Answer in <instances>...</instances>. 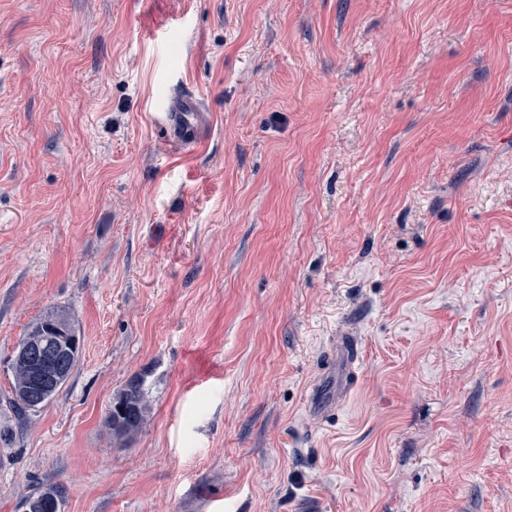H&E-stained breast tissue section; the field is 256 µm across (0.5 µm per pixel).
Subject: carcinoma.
<instances>
[{"mask_svg": "<svg viewBox=\"0 0 512 512\" xmlns=\"http://www.w3.org/2000/svg\"><path fill=\"white\" fill-rule=\"evenodd\" d=\"M76 329L69 314L64 310L47 311L21 340L28 345L13 364V382L8 403L18 412L36 411L47 406L59 393L71 375L79 356L76 344L70 336ZM48 365L51 375L37 382L33 378L35 368ZM148 410L144 391V378L131 379L113 398L107 421L112 437L131 439L142 427ZM65 488L54 482H41L27 497L24 506L29 512H62Z\"/></svg>", "mask_w": 512, "mask_h": 512, "instance_id": "obj_1", "label": "carcinoma"}]
</instances>
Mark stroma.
Here are the masks:
<instances>
[{"label": "stroma", "mask_w": 512, "mask_h": 512, "mask_svg": "<svg viewBox=\"0 0 512 512\" xmlns=\"http://www.w3.org/2000/svg\"><path fill=\"white\" fill-rule=\"evenodd\" d=\"M54 308L79 360L20 417ZM1 426L0 512H512V0H0ZM160 119L169 141L179 148H191L204 139L211 126V114L202 100L193 92L174 90L166 101ZM72 335L77 336L71 317L58 308L47 311L27 331L19 345L27 344L28 352L13 364L8 396V403L18 412L37 411L57 396L78 361L79 345L76 348L75 341L70 342L68 336ZM44 364L49 366L51 375L37 382L33 372ZM359 360L358 341L353 336H336V348L332 355V364L330 368L323 372V376L316 386H320L322 381L332 378L335 379L336 390L339 393L349 390L353 385L356 375L355 365ZM315 387L312 388L309 396L311 407L314 405L313 400L316 396ZM143 386L144 378L135 377L113 398L107 421L117 441L131 439L144 423L148 404ZM65 501V489L54 482L38 483L27 497L24 506L27 512H62Z\"/></svg>", "instance_id": "stroma-1"}]
</instances>
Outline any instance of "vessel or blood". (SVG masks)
Returning a JSON list of instances; mask_svg holds the SVG:
<instances>
[{
  "label": "vessel or blood",
  "instance_id": "obj_1",
  "mask_svg": "<svg viewBox=\"0 0 512 512\" xmlns=\"http://www.w3.org/2000/svg\"><path fill=\"white\" fill-rule=\"evenodd\" d=\"M160 119L167 129L170 143L183 149L201 142L211 125L209 109L195 93L184 90L173 91L163 107ZM359 360L357 340L351 336L337 337L332 364L323 376L334 379L338 392H345L353 385L355 366Z\"/></svg>",
  "mask_w": 512,
  "mask_h": 512
}]
</instances>
